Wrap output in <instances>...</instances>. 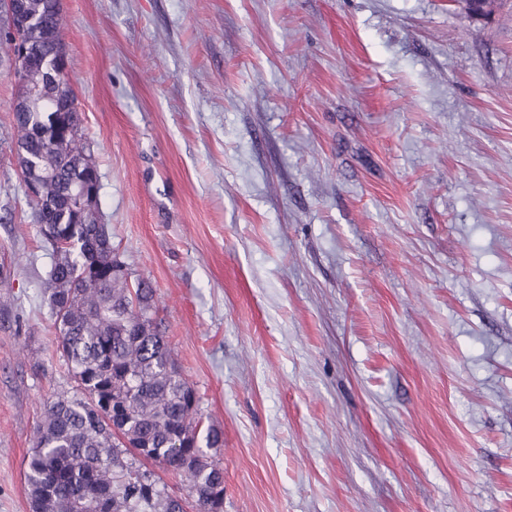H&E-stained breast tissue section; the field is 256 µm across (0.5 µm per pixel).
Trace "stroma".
I'll return each instance as SVG.
<instances>
[{"label": "stroma", "instance_id": "stroma-1", "mask_svg": "<svg viewBox=\"0 0 512 512\" xmlns=\"http://www.w3.org/2000/svg\"><path fill=\"white\" fill-rule=\"evenodd\" d=\"M98 207L224 512H512V8L62 0ZM0 47V512L75 389Z\"/></svg>", "mask_w": 512, "mask_h": 512}]
</instances>
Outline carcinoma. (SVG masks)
<instances>
[{"label":"carcinoma","instance_id":"cac0c4a2","mask_svg":"<svg viewBox=\"0 0 512 512\" xmlns=\"http://www.w3.org/2000/svg\"><path fill=\"white\" fill-rule=\"evenodd\" d=\"M61 0H28L14 18L29 51L30 76L12 108L21 175L47 181L45 199L28 204L55 230L43 298L58 348L76 382L69 397L44 405L26 482L31 512H184L168 485L137 465L138 456L188 483L197 512H224V470L209 451L224 433L203 426L200 399L179 371L156 323L153 289L120 271L108 225L96 206L80 213L71 199L95 165L91 151L69 148L83 137L77 97L48 78L58 67Z\"/></svg>","mask_w":512,"mask_h":512}]
</instances>
